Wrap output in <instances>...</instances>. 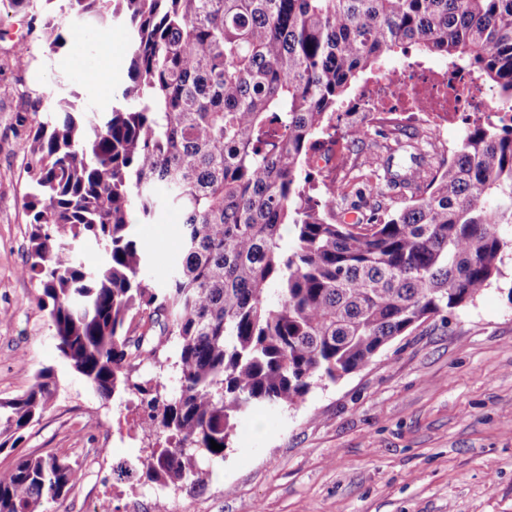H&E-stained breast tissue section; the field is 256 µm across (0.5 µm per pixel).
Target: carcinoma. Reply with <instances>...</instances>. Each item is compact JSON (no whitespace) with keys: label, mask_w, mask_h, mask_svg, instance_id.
<instances>
[{"label":"carcinoma","mask_w":512,"mask_h":512,"mask_svg":"<svg viewBox=\"0 0 512 512\" xmlns=\"http://www.w3.org/2000/svg\"><path fill=\"white\" fill-rule=\"evenodd\" d=\"M81 27L125 25L122 105L76 111L37 99L29 159L28 271L57 349L101 396H133L156 447L120 476L204 486L197 459L224 460L235 421L295 406L366 365L418 324L473 302L512 254V124L474 122L420 181L432 135L391 117L350 133L376 150L370 200L336 219L342 108L384 60L414 48L479 73L512 101V0H70ZM163 186L182 217L165 287L132 229ZM410 193L394 208L391 194ZM294 236L283 240V226ZM91 239L105 261L81 259ZM177 388L139 374L168 366ZM58 389L44 369L0 401L17 445ZM223 446L211 449V442ZM79 480L54 455L0 472V512H53Z\"/></svg>","instance_id":"carcinoma-1"}]
</instances>
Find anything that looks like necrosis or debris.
<instances>
[{"label":"necrosis or debris","instance_id":"necrosis-or-debris-1","mask_svg":"<svg viewBox=\"0 0 512 512\" xmlns=\"http://www.w3.org/2000/svg\"><path fill=\"white\" fill-rule=\"evenodd\" d=\"M475 87L472 74H451L444 68H427L421 62H409L396 67L392 78L360 87L355 109L363 121L380 112L409 114L439 138L444 137L460 117L474 112L482 117H512V102L487 105L476 99Z\"/></svg>","mask_w":512,"mask_h":512}]
</instances>
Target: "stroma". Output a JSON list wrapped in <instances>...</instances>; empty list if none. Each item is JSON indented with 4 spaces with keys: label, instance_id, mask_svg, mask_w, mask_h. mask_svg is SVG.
Masks as SVG:
<instances>
[{
    "label": "stroma",
    "instance_id": "stroma-1",
    "mask_svg": "<svg viewBox=\"0 0 512 512\" xmlns=\"http://www.w3.org/2000/svg\"><path fill=\"white\" fill-rule=\"evenodd\" d=\"M30 12L0 0V400L19 397L40 369L58 392L0 471L22 455H54L80 480L57 512H512V259L471 304L396 337L362 369L313 387L294 407L238 420L206 487L175 493L120 478L153 444L126 395L102 398L56 348L35 278L26 274L30 224L28 136L36 98L108 112L129 67L126 32L112 25L49 48L30 31ZM31 51L27 67L16 48ZM103 74L85 81L87 70ZM181 217L160 210L135 231L151 257L147 274L166 280Z\"/></svg>",
    "mask_w": 512,
    "mask_h": 512
}]
</instances>
